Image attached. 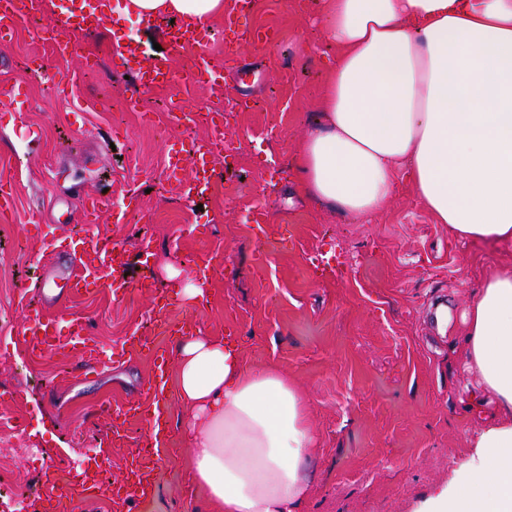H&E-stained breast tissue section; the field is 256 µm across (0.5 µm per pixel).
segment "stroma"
Listing matches in <instances>:
<instances>
[{
  "label": "stroma",
  "mask_w": 512,
  "mask_h": 512,
  "mask_svg": "<svg viewBox=\"0 0 512 512\" xmlns=\"http://www.w3.org/2000/svg\"><path fill=\"white\" fill-rule=\"evenodd\" d=\"M53 0H32L28 22L0 41V512H41L79 483L112 422L96 405L142 399L152 370L143 352L95 378L72 375L68 350L30 357L21 341L36 263L45 248H67L82 199L111 192L123 223L101 213L97 231L130 254L127 292H94L53 309L61 329L84 318L101 347L131 332L165 343L167 317L195 323L205 336L237 344L251 367L287 374L307 396L314 440L309 492L300 512H422L473 455L470 441L491 402L471 409L478 378L466 370L459 331L483 276L512 267V245L454 237L420 202L407 177L376 215L355 219L310 202L294 187L298 143L317 116L334 52L321 44L316 0H253L249 29H271L265 44L237 40L223 19L206 26L201 46H162L184 71L198 56L223 60L224 92L182 81L130 104L116 42L160 41L164 21L110 13L101 31L80 36L82 53L52 52ZM99 62L82 68L83 57ZM253 62L259 83L241 91L236 59ZM184 111L224 110V149L207 197L181 201L166 182L164 144L207 138L200 122L169 121L166 103ZM264 208L266 237L252 223ZM219 253L205 304L183 303L195 259ZM178 269L173 278L169 269ZM184 411L170 408V444L154 460L149 512H201L205 501L184 478ZM144 418L98 462L101 486L70 512H119L106 485L141 449ZM58 482L44 479L47 470Z\"/></svg>",
  "instance_id": "1"
}]
</instances>
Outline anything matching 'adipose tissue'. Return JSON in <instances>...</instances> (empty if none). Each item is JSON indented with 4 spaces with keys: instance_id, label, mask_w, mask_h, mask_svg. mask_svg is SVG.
Here are the masks:
<instances>
[{
    "instance_id": "ef3b65f1",
    "label": "adipose tissue",
    "mask_w": 512,
    "mask_h": 512,
    "mask_svg": "<svg viewBox=\"0 0 512 512\" xmlns=\"http://www.w3.org/2000/svg\"><path fill=\"white\" fill-rule=\"evenodd\" d=\"M230 6L120 0L117 9L200 27ZM319 14L336 54L297 150L303 193L369 217L406 169L454 236L512 243V0H321ZM461 338L496 413L473 436L457 485L426 512H512V267L483 279ZM172 383L187 411V482L210 512H297L313 434L309 402L287 375L195 333L177 342Z\"/></svg>"
}]
</instances>
